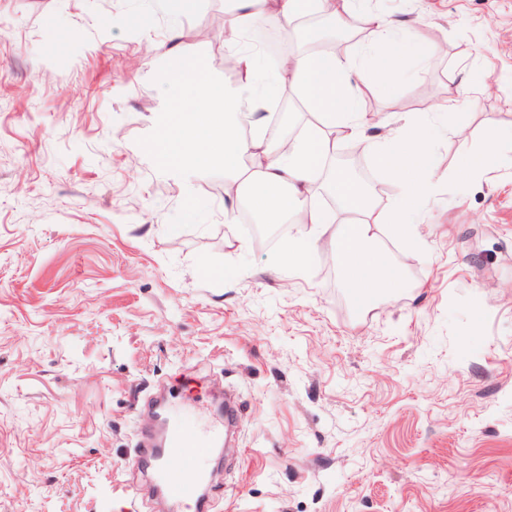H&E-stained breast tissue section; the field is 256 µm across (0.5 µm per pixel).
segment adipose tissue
<instances>
[{
    "instance_id": "obj_1",
    "label": "adipose tissue",
    "mask_w": 512,
    "mask_h": 512,
    "mask_svg": "<svg viewBox=\"0 0 512 512\" xmlns=\"http://www.w3.org/2000/svg\"><path fill=\"white\" fill-rule=\"evenodd\" d=\"M225 12L224 45L235 51L240 78L236 85L216 84L198 57L179 60L167 77L169 97L157 113L154 133L141 146L143 155L167 172L188 168L223 166L224 175L243 192L248 206L272 222L296 219L304 235L292 237L280 248L285 267H307L321 238H329L336 258L346 273L353 302L367 306L399 282L390 255L379 248L384 225L409 232L404 217L429 191L425 169L429 162L432 131L423 130L415 117L397 127L385 117L367 114L360 106L363 90L388 73L391 63L361 53L307 52L293 55L290 67L278 69L276 80L261 83L260 55L247 39L259 28L288 30L305 14H323L340 28H347L354 13H361L374 40L394 41V28L366 9L365 0H229ZM293 87L315 112L316 124L295 137L288 154L278 152L275 140L266 136L262 120L242 125L243 108L264 104L280 86ZM370 128L384 129L382 138H370ZM355 138L373 154L378 166L402 182L406 193L399 200L378 206L340 172L330 180L322 175L342 140ZM254 160L243 171L244 156ZM342 205L330 210L320 203L318 183ZM345 221H337V213Z\"/></svg>"
}]
</instances>
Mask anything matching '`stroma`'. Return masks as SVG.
Returning a JSON list of instances; mask_svg holds the SVG:
<instances>
[{
  "instance_id": "1",
  "label": "stroma",
  "mask_w": 512,
  "mask_h": 512,
  "mask_svg": "<svg viewBox=\"0 0 512 512\" xmlns=\"http://www.w3.org/2000/svg\"><path fill=\"white\" fill-rule=\"evenodd\" d=\"M369 7L393 47L346 50L397 64L363 107L427 112L435 177L360 308L331 252L279 269L223 192L138 155L177 55L231 84L189 38L224 0H0V512H156L131 457L161 384L191 421L239 397L212 512H512V0ZM497 146H498L497 136L495 133H492L487 138V140L485 141V143L483 145V148H482L483 153L481 155L475 157L473 160L467 161L463 165L464 173L469 175L476 171L482 170L483 169L482 166L489 163L493 159V157L497 151Z\"/></svg>"
}]
</instances>
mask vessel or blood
<instances>
[{
    "label": "vessel or blood",
    "instance_id": "vessel-or-blood-1",
    "mask_svg": "<svg viewBox=\"0 0 512 512\" xmlns=\"http://www.w3.org/2000/svg\"><path fill=\"white\" fill-rule=\"evenodd\" d=\"M134 466L149 471L168 512L194 503L196 512H209L213 486L207 475L210 452L224 444V424H191L164 410L143 432Z\"/></svg>",
    "mask_w": 512,
    "mask_h": 512
}]
</instances>
